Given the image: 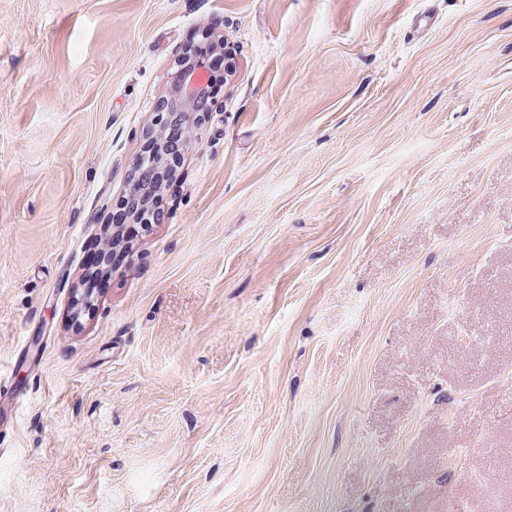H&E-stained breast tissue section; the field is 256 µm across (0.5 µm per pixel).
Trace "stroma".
I'll return each mask as SVG.
<instances>
[{"label": "stroma", "mask_w": 512, "mask_h": 512, "mask_svg": "<svg viewBox=\"0 0 512 512\" xmlns=\"http://www.w3.org/2000/svg\"><path fill=\"white\" fill-rule=\"evenodd\" d=\"M0 366V512H512V0H0ZM196 37L197 35L194 34L188 39L181 69L193 65L196 61L202 58H205L213 69V60L223 58L224 53L216 51L206 37H203L202 40H198ZM221 65L222 63L212 70L211 76L213 78V82L209 87L208 96L219 91L222 86V82L224 81V67L222 68ZM189 74L190 72L184 73L178 76L176 80L177 88L174 100L180 104V108L183 112L172 114L166 124L163 144L158 145L155 154L152 156V152L155 149L153 143H150L145 151L149 155V158L141 162L137 178L139 191H143L140 202L136 199L131 203L127 202L124 207L119 209L120 211H117L114 218V225L117 228L124 229L125 233L130 236L134 235L135 226L140 224L141 218L145 216L146 213L144 207L139 209V204L144 206L150 200L153 201L158 197L156 193L161 188L163 182L162 172L158 168V163L161 162L163 155L168 156L174 161V158H177L182 151L181 149L179 154L175 153L180 150L178 148V142L182 145L185 143L186 120L185 115L182 113L195 112L199 108L197 102L199 92L192 94H188L187 92L186 79ZM138 187L135 184L132 185L130 194H137ZM132 216L134 223H130Z\"/></svg>", "instance_id": "1"}]
</instances>
